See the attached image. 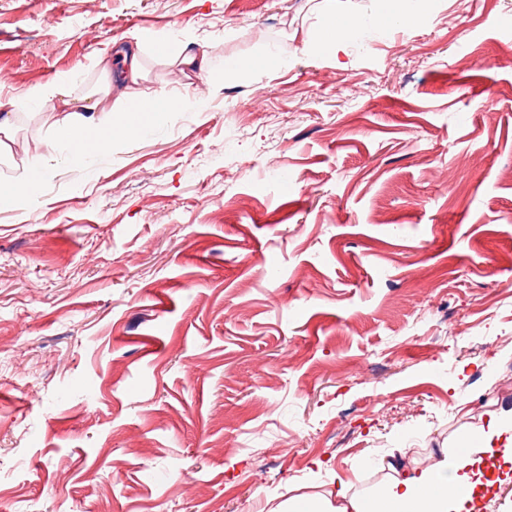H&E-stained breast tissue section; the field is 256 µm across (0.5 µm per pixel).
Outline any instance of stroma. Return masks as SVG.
Here are the masks:
<instances>
[{
  "label": "stroma",
  "instance_id": "35a3bbf8",
  "mask_svg": "<svg viewBox=\"0 0 512 512\" xmlns=\"http://www.w3.org/2000/svg\"><path fill=\"white\" fill-rule=\"evenodd\" d=\"M0 0V512H280L512 422V0ZM364 19L336 54L313 27ZM285 47L75 164L27 90ZM136 92L198 79L143 53ZM45 175V169L39 166H33L30 168L28 176L22 182L1 181V210H13L19 206L24 196L36 193Z\"/></svg>",
  "mask_w": 512,
  "mask_h": 512
}]
</instances>
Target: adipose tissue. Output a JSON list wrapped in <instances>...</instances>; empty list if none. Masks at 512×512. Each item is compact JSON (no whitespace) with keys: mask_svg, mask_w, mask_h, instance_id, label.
<instances>
[{"mask_svg":"<svg viewBox=\"0 0 512 512\" xmlns=\"http://www.w3.org/2000/svg\"><path fill=\"white\" fill-rule=\"evenodd\" d=\"M165 57L182 71L204 78L210 86L254 69L275 67L280 61L279 53L269 51L251 58L231 57L216 62L194 41L170 45ZM124 64L120 77L116 78L109 57L98 59L101 80L89 94L93 110L102 115L101 124L96 126H82L63 83L28 90L27 99L32 105L53 113L57 130L68 140L73 161L84 159V146H93L98 153L110 152L124 139L144 135L148 126L162 121L168 113L198 108L205 103L199 95L189 99L132 95L131 87L145 77L140 43L130 46ZM497 434L493 426L479 430L474 445L450 453L429 466L388 463L384 468L386 491L378 497L338 482L335 491L325 499L322 512H377L382 506L387 512H472L473 502L485 487L479 462L490 455L502 459L504 464L512 463V448L494 447L493 438Z\"/></svg>","mask_w":512,"mask_h":512,"instance_id":"ef3b65f1","label":"adipose tissue"}]
</instances>
